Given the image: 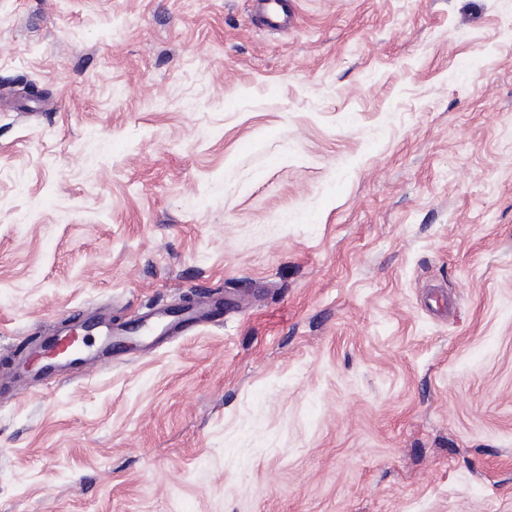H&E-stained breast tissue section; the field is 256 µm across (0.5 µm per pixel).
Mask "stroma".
Masks as SVG:
<instances>
[{"mask_svg":"<svg viewBox=\"0 0 512 512\" xmlns=\"http://www.w3.org/2000/svg\"><path fill=\"white\" fill-rule=\"evenodd\" d=\"M0 0V512H512V0ZM255 13L271 29L288 27V15L281 10V0H253ZM218 309L211 303L207 307L196 306L188 310L181 319H174L168 324V331L171 333L184 332L190 327L200 323L205 315L213 316ZM76 342L77 337L71 336L68 331L63 329L53 331L51 335L45 336L44 358L36 374L45 379L68 381L73 378L75 372H71L79 364H81L80 367H85L84 371L95 368L98 357L91 350L87 337L82 336V341L75 347ZM70 348L73 349L66 353Z\"/></svg>","mask_w":512,"mask_h":512,"instance_id":"1","label":"stroma"}]
</instances>
